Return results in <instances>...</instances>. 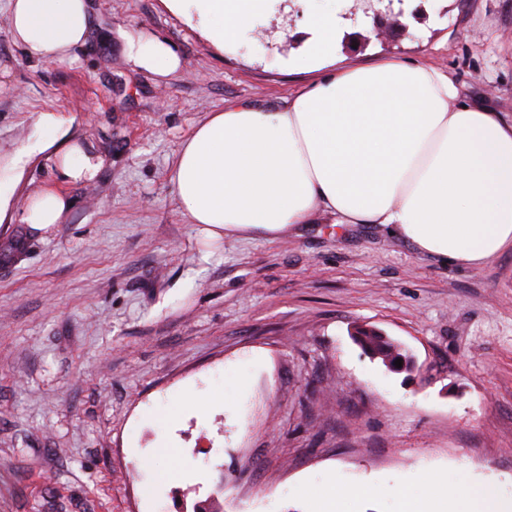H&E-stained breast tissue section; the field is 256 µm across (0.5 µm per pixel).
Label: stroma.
Here are the masks:
<instances>
[{
    "mask_svg": "<svg viewBox=\"0 0 512 512\" xmlns=\"http://www.w3.org/2000/svg\"><path fill=\"white\" fill-rule=\"evenodd\" d=\"M336 64L381 57L448 71L471 103L512 116V0H416L377 38L363 0H339ZM292 0L236 51L220 52L162 0H93L68 62L29 59L0 0V151L52 112L103 165L59 183L33 158L17 205L58 186L71 205L0 263V512H312L330 476L368 485L345 512H392L423 461H467L472 484L512 492V250L479 267L416 252L378 224L325 215L276 237L207 241L170 180L209 112L274 109L313 81ZM180 65L129 60L126 35ZM375 327L413 355L393 371L354 342ZM187 468L169 475L171 456Z\"/></svg>",
    "mask_w": 512,
    "mask_h": 512,
    "instance_id": "35a3bbf8",
    "label": "stroma"
}]
</instances>
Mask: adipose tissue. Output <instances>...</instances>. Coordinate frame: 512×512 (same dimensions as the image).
I'll return each mask as SVG.
<instances>
[{
	"label": "adipose tissue",
	"mask_w": 512,
	"mask_h": 512,
	"mask_svg": "<svg viewBox=\"0 0 512 512\" xmlns=\"http://www.w3.org/2000/svg\"><path fill=\"white\" fill-rule=\"evenodd\" d=\"M195 18L218 48L236 46L284 0H162ZM10 31L31 58L65 62L91 26L89 0H10ZM335 13L312 16L301 59L312 83L273 111L250 100L207 113L181 147L172 183L180 211L205 239L227 233L276 236L320 212L347 224H381L417 251L479 266L512 245V122L464 100L448 73L398 58L331 68ZM129 56L159 75L179 58L169 47L129 40ZM39 132L0 157V221L44 230L69 201L48 188L16 208L30 160L52 152L61 181L96 177L102 161L73 143L52 112ZM422 465L420 499L395 491L394 512H512L497 483L465 484Z\"/></svg>",
	"instance_id": "1"
}]
</instances>
